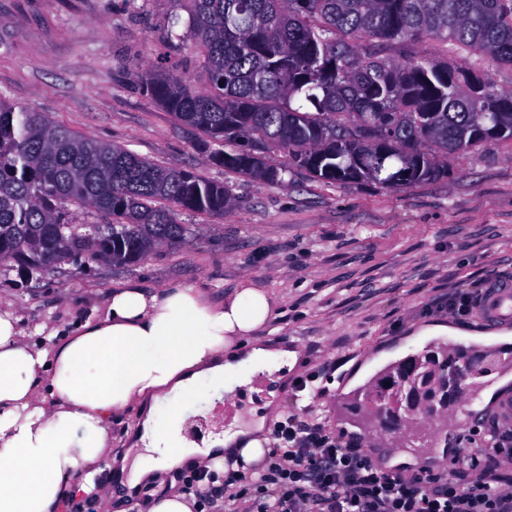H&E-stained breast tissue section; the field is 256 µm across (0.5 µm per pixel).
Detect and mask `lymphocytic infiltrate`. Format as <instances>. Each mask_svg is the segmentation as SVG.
Here are the masks:
<instances>
[{"instance_id": "f902f5d3", "label": "lymphocytic infiltrate", "mask_w": 512, "mask_h": 512, "mask_svg": "<svg viewBox=\"0 0 512 512\" xmlns=\"http://www.w3.org/2000/svg\"><path fill=\"white\" fill-rule=\"evenodd\" d=\"M345 363L338 358L295 380L274 446L250 472L193 468L181 475L184 489L223 501L225 512H512V424L459 432L456 469L441 462L388 468L362 438L313 420L300 402L301 392Z\"/></svg>"}]
</instances>
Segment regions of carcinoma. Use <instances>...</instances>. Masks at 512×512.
<instances>
[{
	"mask_svg": "<svg viewBox=\"0 0 512 512\" xmlns=\"http://www.w3.org/2000/svg\"><path fill=\"white\" fill-rule=\"evenodd\" d=\"M164 39L191 55L200 92L163 54L136 75L142 93L224 147L214 162L261 183L299 169L331 184L386 189L448 175L447 158L512 140V0H173ZM182 27L176 32V27ZM415 46L404 59L385 54ZM477 51L480 62L470 59ZM279 153L284 161L268 162ZM97 224H74L70 207ZM229 189L188 170L83 137L0 96V257L27 277L81 257L137 263L185 240L176 209L222 214ZM461 346L435 344L386 367L434 422L474 377Z\"/></svg>",
	"mask_w": 512,
	"mask_h": 512,
	"instance_id": "cac0c4a2",
	"label": "carcinoma"
}]
</instances>
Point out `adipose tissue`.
<instances>
[{
  "label": "adipose tissue",
  "instance_id": "obj_1",
  "mask_svg": "<svg viewBox=\"0 0 512 512\" xmlns=\"http://www.w3.org/2000/svg\"><path fill=\"white\" fill-rule=\"evenodd\" d=\"M275 307L270 292L247 281L220 302L191 284L150 291L129 281L109 293L104 316L65 333L48 321L27 333L17 312L1 306L0 512H54L73 488L94 489L105 467L132 498L189 463L222 471L228 451L260 461L263 420L199 448L182 435L180 401L207 384L244 385L265 372L286 379L298 352L258 339ZM132 408L138 422L129 440L141 454L110 455L112 419Z\"/></svg>",
  "mask_w": 512,
  "mask_h": 512
}]
</instances>
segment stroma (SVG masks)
Returning <instances> with one entry per match:
<instances>
[{
    "mask_svg": "<svg viewBox=\"0 0 512 512\" xmlns=\"http://www.w3.org/2000/svg\"><path fill=\"white\" fill-rule=\"evenodd\" d=\"M172 0H0V95L83 136L229 185L221 215L178 213L185 241L131 266L91 258L26 281L0 264V305L26 327L62 330L102 312L112 287L181 281L223 300L245 279L276 298L261 334L295 341L301 373L346 357L347 377L378 371L387 351L417 353L419 328L456 324L458 344L490 345L476 318L454 323L427 303L438 288L512 277V140L449 157L445 178L402 189L339 186L300 172L263 184L214 165L215 144L147 98L137 71L166 47Z\"/></svg>",
    "mask_w": 512,
    "mask_h": 512,
    "instance_id": "stroma-1",
    "label": "stroma"
}]
</instances>
